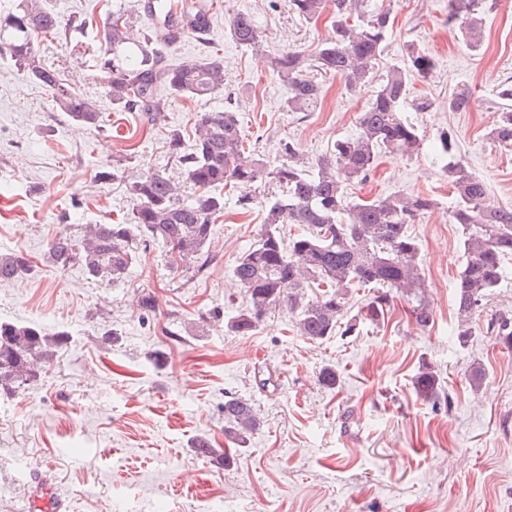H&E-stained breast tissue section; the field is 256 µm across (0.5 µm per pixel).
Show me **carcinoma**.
I'll use <instances>...</instances> for the list:
<instances>
[{"label": "carcinoma", "mask_w": 512, "mask_h": 512, "mask_svg": "<svg viewBox=\"0 0 512 512\" xmlns=\"http://www.w3.org/2000/svg\"><path fill=\"white\" fill-rule=\"evenodd\" d=\"M499 0H448V24L459 27L478 45L482 16L494 11ZM211 0H186L181 4V23L192 32L207 26ZM332 9L333 36L313 55L290 50L270 64L288 86V108L307 110L317 105L322 87L310 76L314 68L340 75L357 91L373 81L374 65L381 55L389 15L371 12L367 0H288V11L307 21ZM92 24L86 16L66 21L48 6L47 0H20L0 13V57L13 61L32 81L52 93L55 105L72 120L98 126L100 112L75 88L63 82L57 69L46 65L38 51V35L83 32ZM130 17L112 12L103 27L95 66L112 74V104L154 116L163 102L156 87L165 86L178 97L203 99L224 91V61L219 57L190 59L176 66L164 64L154 45L166 41V23L151 18L146 34L131 31ZM229 35L241 46L263 51L261 32L248 14L238 13L228 23ZM435 61L412 48L403 65L393 66L378 86L367 107L357 117L359 133L334 142L330 150L305 173L295 144H281L282 161L273 168L246 151L238 112L208 110L197 116L192 148L184 150L181 133L171 132L169 151L185 179L193 186L188 199L179 198L171 176L164 170L141 174L129 182L135 205L133 224H86L76 237L62 232L49 243L47 260L66 270L80 268L93 281L124 278L136 256L130 248L133 236L160 240L169 256L171 273L191 268L202 270V251L212 238L213 225L224 215V196L214 192L227 185L237 191L236 204L248 211L256 204L254 187L269 177L286 186L288 194L267 201L260 238L236 260L233 273L243 288L246 304L230 317L227 331L247 335L254 331L267 310L281 302L295 314L297 333L320 343L337 330L356 332L345 316L346 296L353 288L380 285L385 291L364 306L362 319L374 323L385 314L391 291L412 302V315L421 327L428 326L432 310L424 291L419 246L408 225L435 206L420 194L394 193L373 200H350L346 187L370 175L383 152L411 154L420 147L417 127L402 116L413 77L433 72ZM499 119L491 130L495 141L512 146V80L498 91ZM466 89L448 97V111L468 108ZM443 169L451 178L456 203L452 223L462 228L466 261L456 282V317L459 339L471 336L470 323L482 302L497 287L504 261L512 257V208L488 201L485 182L458 161L446 164L453 136H439ZM295 224L298 233L285 238L280 225ZM36 265L23 253L0 257V282L24 279ZM313 283L323 287L321 296L307 299L302 288ZM490 331L500 344L512 349V320L494 319ZM67 344L64 332L49 336L33 323H0V391L13 393L37 378ZM439 375L425 366L414 380V389L425 399L436 396ZM260 427V418L242 398L224 401V438L241 447ZM196 452L219 463L223 455L206 438L193 443Z\"/></svg>", "instance_id": "1"}]
</instances>
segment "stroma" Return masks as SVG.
Listing matches in <instances>:
<instances>
[{
    "instance_id": "1",
    "label": "stroma",
    "mask_w": 512,
    "mask_h": 512,
    "mask_svg": "<svg viewBox=\"0 0 512 512\" xmlns=\"http://www.w3.org/2000/svg\"><path fill=\"white\" fill-rule=\"evenodd\" d=\"M137 2L50 0L61 17L88 15L93 26L78 52L57 35L38 38L44 63L101 112L100 127L70 120L45 87L0 59V254L24 252L37 267L31 277L0 283V322L68 336L39 378L0 396V512H24L38 482L55 489L67 512H512V352L488 330L490 319L512 318V259L468 341L459 342L455 284L465 253L461 228L449 220L455 195L436 153L438 134L451 129L458 159L484 179L489 201L512 207V147L490 135L498 87L512 79V0L486 16L475 48L449 27L448 0H370L392 23L376 81L403 62L411 44L436 68L413 78L403 105L422 148L381 155L369 178L348 191L365 200L395 192L434 199L408 227L433 321L416 326L400 297L379 325L319 344L297 334L281 304L251 335L225 328L244 300L235 262L257 240L265 202L282 192L272 181L258 186L251 210L226 204L203 271L172 274L164 248L139 239L134 264L115 283L45 262L58 233L133 223L131 177L159 169L181 183L167 137L177 129L192 143L198 112L232 107L247 149L275 163L281 141L291 140L311 163L355 132L373 94V84L354 95L342 77L317 71V106L289 111L287 86L270 59L291 48L317 51L333 34L332 12L308 22L289 13L286 0H222L209 35L162 53L173 66L220 56L223 93L176 98L157 87L163 109L145 121L113 106L109 76L92 65L107 16L122 8L141 20ZM237 12L256 21L265 55L230 37L225 22ZM461 88L470 90V106L449 111V96ZM424 99L433 103L425 112L417 108ZM102 168L114 179L98 181ZM75 198L83 202L77 211ZM146 293L155 300L147 314L138 307ZM110 329L117 341L105 340ZM475 362L485 370L476 390L467 379ZM426 364L440 377L432 399L413 388ZM327 366L338 374L336 387L319 381ZM266 377L271 387L259 388ZM230 397L252 403L261 421L236 451L224 438ZM200 436L226 450L227 463L197 456L191 443Z\"/></svg>"
}]
</instances>
